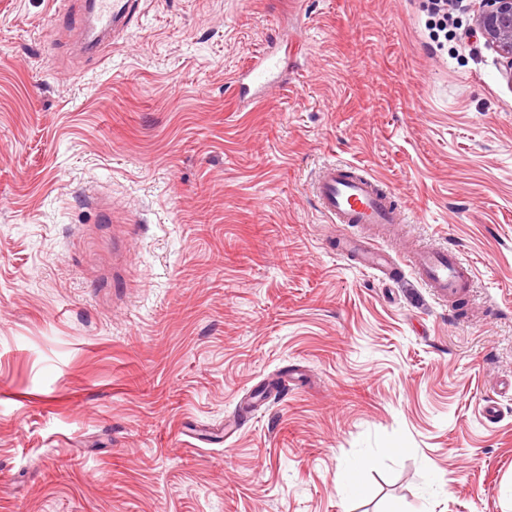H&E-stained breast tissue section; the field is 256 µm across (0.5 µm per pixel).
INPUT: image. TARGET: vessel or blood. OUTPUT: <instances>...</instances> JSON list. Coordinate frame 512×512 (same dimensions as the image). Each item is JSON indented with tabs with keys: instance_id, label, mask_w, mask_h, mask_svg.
I'll return each mask as SVG.
<instances>
[{
	"instance_id": "obj_1",
	"label": "vessel or blood",
	"mask_w": 512,
	"mask_h": 512,
	"mask_svg": "<svg viewBox=\"0 0 512 512\" xmlns=\"http://www.w3.org/2000/svg\"><path fill=\"white\" fill-rule=\"evenodd\" d=\"M83 3L79 22L92 24L98 35L97 40L86 43L89 51L96 50L101 40L131 23L141 11V0H83ZM284 66V59L276 54L257 57L246 71V81L236 84L239 103L246 107L253 104L251 86L261 84L272 69ZM312 192L320 211L334 224H367L393 238L404 222L402 210L391 193L365 170L352 165L327 163L321 166ZM338 252L356 255L361 268L383 273L389 280L399 278L402 272H410L422 287L449 304L467 295L474 279L472 263L445 247H412L406 253V265L402 268L386 250L367 246L355 234L343 236Z\"/></svg>"
}]
</instances>
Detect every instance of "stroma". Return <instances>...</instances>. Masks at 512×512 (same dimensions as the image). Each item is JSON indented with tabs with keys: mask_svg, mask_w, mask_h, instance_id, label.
Wrapping results in <instances>:
<instances>
[{
	"mask_svg": "<svg viewBox=\"0 0 512 512\" xmlns=\"http://www.w3.org/2000/svg\"><path fill=\"white\" fill-rule=\"evenodd\" d=\"M457 2L143 0L84 57L0 0V512H512V83ZM325 160L468 299L333 252ZM273 68H280L284 70V59L273 53H263L261 56L257 57L256 60L249 64L244 78L243 75L237 77L236 89L238 90L237 98L240 104H242L244 107H248L253 104L254 100L256 99L254 95L249 96L250 85L245 84L243 80L245 78H249L251 84L261 85L266 74ZM405 266L424 288L448 305L467 295L474 279L473 265L451 249L415 246L406 253Z\"/></svg>",
	"mask_w": 512,
	"mask_h": 512,
	"instance_id": "35a3bbf8",
	"label": "stroma"
}]
</instances>
